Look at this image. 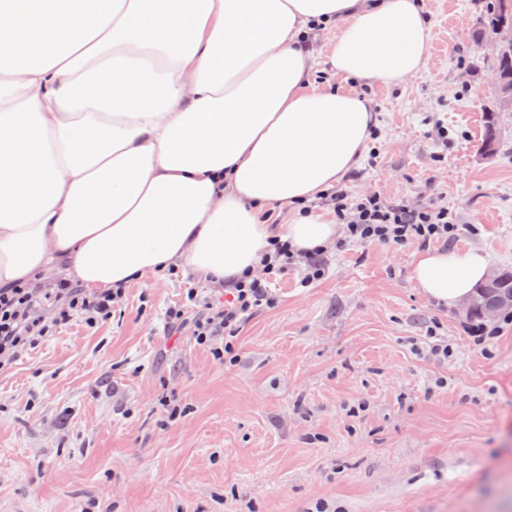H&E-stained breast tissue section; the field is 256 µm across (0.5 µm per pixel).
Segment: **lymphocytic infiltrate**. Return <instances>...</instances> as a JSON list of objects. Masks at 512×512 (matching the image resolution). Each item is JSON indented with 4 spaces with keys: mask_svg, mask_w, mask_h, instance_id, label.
Segmentation results:
<instances>
[{
    "mask_svg": "<svg viewBox=\"0 0 512 512\" xmlns=\"http://www.w3.org/2000/svg\"><path fill=\"white\" fill-rule=\"evenodd\" d=\"M324 200L344 225V240L348 243L403 246L416 242L426 247L448 244L460 234L459 225L451 221L444 208L430 205L412 208L383 201L377 195L352 201L341 190L326 193ZM260 263L272 278L285 274L290 268L301 267L304 272L301 285L305 288L325 275L324 253L320 250L298 253L282 244L271 254L262 256ZM121 295L118 288L90 291L65 280L53 288L42 287L34 281L1 288L0 368L74 318H82L90 326L111 319L112 305ZM198 299L197 288L187 287L182 305L170 312L173 323L180 328L191 327L201 345L223 339L224 352L228 355L234 352L241 324L259 308L273 303L266 286L254 276L233 285L232 299L227 305L212 306L202 315L188 317V310L196 307ZM40 307L51 309L50 321L34 318V311Z\"/></svg>",
    "mask_w": 512,
    "mask_h": 512,
    "instance_id": "1",
    "label": "lymphocytic infiltrate"
}]
</instances>
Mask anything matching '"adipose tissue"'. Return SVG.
<instances>
[{
  "label": "adipose tissue",
  "mask_w": 512,
  "mask_h": 512,
  "mask_svg": "<svg viewBox=\"0 0 512 512\" xmlns=\"http://www.w3.org/2000/svg\"><path fill=\"white\" fill-rule=\"evenodd\" d=\"M317 30L346 80L396 86L428 58L417 0H0V289L62 263L91 289L179 266L229 285L274 239L333 245L335 216L307 204L375 121L313 85ZM274 205L286 223L264 222ZM488 270L428 250L413 281L452 307Z\"/></svg>",
  "instance_id": "adipose-tissue-1"
}]
</instances>
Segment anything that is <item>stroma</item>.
Listing matches in <instances>:
<instances>
[{"label":"stroma","mask_w":512,"mask_h":512,"mask_svg":"<svg viewBox=\"0 0 512 512\" xmlns=\"http://www.w3.org/2000/svg\"><path fill=\"white\" fill-rule=\"evenodd\" d=\"M494 4L421 0L427 65L366 86L375 138L340 186L447 209L450 250L512 269V112L481 154ZM420 252L332 246L312 286L271 279L230 364L170 325L190 271L134 279L111 320H74L0 371V512H512V318L475 345V319L415 288Z\"/></svg>","instance_id":"obj_1"}]
</instances>
